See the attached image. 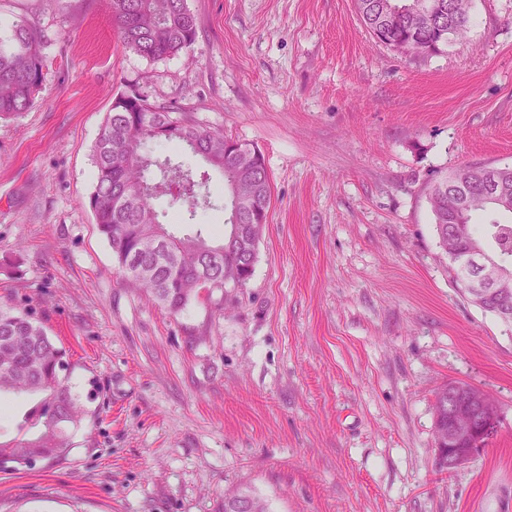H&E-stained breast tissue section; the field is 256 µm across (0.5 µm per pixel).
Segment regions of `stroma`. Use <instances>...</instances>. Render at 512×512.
<instances>
[{
  "instance_id": "stroma-1",
  "label": "stroma",
  "mask_w": 512,
  "mask_h": 512,
  "mask_svg": "<svg viewBox=\"0 0 512 512\" xmlns=\"http://www.w3.org/2000/svg\"><path fill=\"white\" fill-rule=\"evenodd\" d=\"M192 58L126 49L105 0H0L49 38L33 107L0 120V307L44 322L88 414L62 459L0 466V512H512V323L448 273L428 188L512 166V0L404 57L353 0H187ZM258 149L272 203L252 277L171 314L123 278L88 204L114 96ZM175 237L218 242L225 215ZM491 394L497 429L448 473L434 403ZM243 494L239 501L236 503V508L239 512H249L250 509V499L248 494L251 496L252 499V512H268V507L266 502L256 496L251 490L247 488H237L224 496V512H230L231 506L233 502L242 494ZM248 493V494H247Z\"/></svg>"
}]
</instances>
